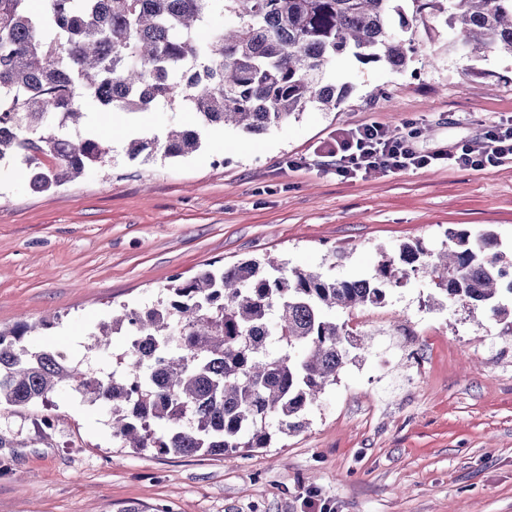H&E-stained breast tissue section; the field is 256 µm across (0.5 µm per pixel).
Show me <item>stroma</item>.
I'll use <instances>...</instances> for the list:
<instances>
[{"mask_svg": "<svg viewBox=\"0 0 512 512\" xmlns=\"http://www.w3.org/2000/svg\"><path fill=\"white\" fill-rule=\"evenodd\" d=\"M407 35L405 67L349 53L329 64L336 109L310 105L260 134L213 129L185 157L132 160L127 144L193 125L189 110L87 103L88 130L112 143L109 166L44 193L22 170L0 174V328L58 314L37 344L108 371L111 359L86 351L96 325L215 261L274 257L361 279L381 251L438 248L451 228L512 244V162L337 176L325 146L342 129L401 135L412 121L428 155L512 119L511 55L463 56L437 16ZM336 318L365 347L351 349L306 427L267 448H122L108 409L69 391L0 408V512H309L312 493L333 512H512V332L419 275L382 306Z\"/></svg>", "mask_w": 512, "mask_h": 512, "instance_id": "35a3bbf8", "label": "stroma"}]
</instances>
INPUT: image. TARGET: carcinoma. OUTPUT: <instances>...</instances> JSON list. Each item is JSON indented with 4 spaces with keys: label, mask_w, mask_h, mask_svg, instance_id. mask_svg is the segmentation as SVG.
<instances>
[{
    "label": "carcinoma",
    "mask_w": 512,
    "mask_h": 512,
    "mask_svg": "<svg viewBox=\"0 0 512 512\" xmlns=\"http://www.w3.org/2000/svg\"><path fill=\"white\" fill-rule=\"evenodd\" d=\"M234 17L208 28L217 2ZM0 0V169H25L32 191L56 189L102 167L112 146L79 127L84 107L147 112L184 104L198 127L135 138L128 154L185 156L201 132L233 125L263 133L307 106L336 108L326 68L350 52L368 63L407 64L391 12L410 21L444 12L442 0ZM445 23L469 57L512 56V0H448ZM436 252L420 240L383 256L375 274L338 280L321 269L251 259L172 278L142 308L122 307L90 334L87 350L109 356L110 336L136 340L112 371L29 338L55 321L0 329V407L48 402L69 386L108 406L112 438L161 455H222L267 448L272 436L306 426L304 412L336 382L349 351L338 309L384 304L410 273L441 293L512 320V249L495 234L447 232Z\"/></svg>",
    "instance_id": "cac0c4a2"
}]
</instances>
